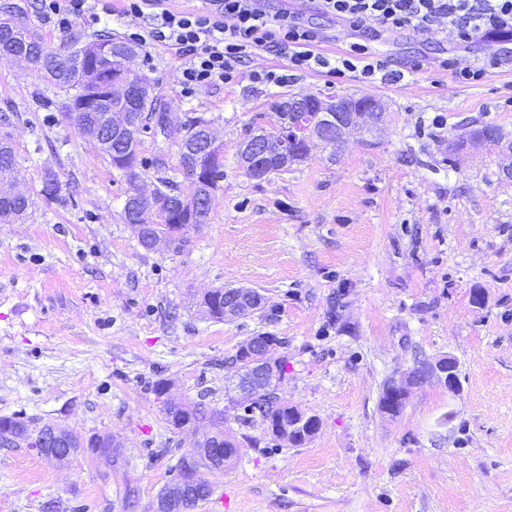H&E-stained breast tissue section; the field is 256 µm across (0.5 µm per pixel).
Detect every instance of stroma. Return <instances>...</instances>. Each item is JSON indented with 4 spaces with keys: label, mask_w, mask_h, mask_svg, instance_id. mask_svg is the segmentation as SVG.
<instances>
[{
    "label": "stroma",
    "mask_w": 512,
    "mask_h": 512,
    "mask_svg": "<svg viewBox=\"0 0 512 512\" xmlns=\"http://www.w3.org/2000/svg\"><path fill=\"white\" fill-rule=\"evenodd\" d=\"M13 2L50 48L72 30L91 40L139 26L105 14L116 0H89L95 25H62L37 0ZM268 5L319 26L322 53L340 52L350 34L314 0ZM361 37L384 79L309 71L283 86L255 82L252 72L287 70L283 47L189 97L183 56L141 45L130 68L155 82L162 108L214 119L224 144L209 220L177 252L140 245L122 214L129 185L63 117L65 92L0 58L13 175L34 202L25 221L0 223V415L22 411L116 444L61 463L0 448V512H155L170 467L202 437L168 422L149 389L159 379L169 398L223 412L241 442L224 470L200 469L214 492L197 512H512V178L492 147L448 155L449 138L476 122L512 137V111L499 107L512 67L464 84L440 66L511 52L512 37L456 44L409 27ZM327 87L380 99L384 125L352 132L336 155L315 141L304 161L249 177L238 159L249 127L270 126L289 94ZM437 112L447 125L428 127ZM51 177L60 190L48 198ZM220 287L256 289L265 307L211 319L200 301ZM259 333L285 342L281 398L320 423L303 446L270 447L263 426H240L225 395V357ZM443 356L457 363V390L430 379L399 416L382 412L385 381Z\"/></svg>",
    "instance_id": "35a3bbf8"
}]
</instances>
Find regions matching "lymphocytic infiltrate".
<instances>
[{
	"label": "lymphocytic infiltrate",
	"instance_id": "f902f5d3",
	"mask_svg": "<svg viewBox=\"0 0 512 512\" xmlns=\"http://www.w3.org/2000/svg\"><path fill=\"white\" fill-rule=\"evenodd\" d=\"M165 2L122 0V12L140 19L142 29L159 41L187 54L180 71L186 94L217 81H235L248 57L277 51L282 44L288 47L289 72L323 69L339 76L358 71L370 78L381 69L371 47L357 41L332 56L318 52V28L306 26L292 13L270 14L258 0H211L209 8L187 12L171 11ZM321 9L355 32L411 26L422 33L444 32L458 42L477 33L498 38L512 32V0H322Z\"/></svg>",
	"mask_w": 512,
	"mask_h": 512
}]
</instances>
